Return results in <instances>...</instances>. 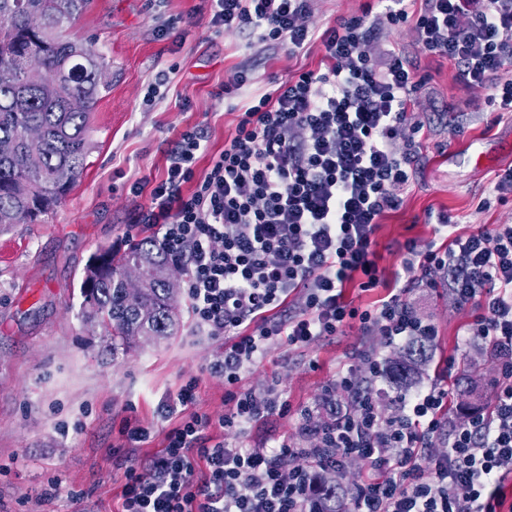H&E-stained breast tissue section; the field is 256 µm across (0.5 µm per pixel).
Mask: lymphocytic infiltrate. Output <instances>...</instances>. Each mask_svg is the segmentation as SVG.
Instances as JSON below:
<instances>
[{
  "instance_id": "obj_1",
  "label": "lymphocytic infiltrate",
  "mask_w": 512,
  "mask_h": 512,
  "mask_svg": "<svg viewBox=\"0 0 512 512\" xmlns=\"http://www.w3.org/2000/svg\"><path fill=\"white\" fill-rule=\"evenodd\" d=\"M313 0H211V25L297 54L320 44L319 66L245 99L235 131L196 162L204 132H178L163 176L136 225L187 270L195 325L224 339L209 365L224 379L219 419L196 410L199 381L180 385L163 446L125 468L121 512H323L319 480L336 476L350 512H506L512 482V224L469 234L439 214L425 247L406 241L402 287L374 305L345 298L381 274L373 249L396 210L422 148L416 66L404 50L381 62L385 30L411 25L427 53L448 59L459 80L494 112H512V0H377L376 8L317 30ZM191 192H184L186 183ZM449 279L457 304H473L465 333L497 355L488 414L449 422L447 361L436 382L408 395L369 390L386 351L436 333L407 299L409 288ZM359 323L379 349L337 372L325 411L294 409L272 387L243 379L269 346L304 349ZM298 414L294 435L244 447L214 429L245 431Z\"/></svg>"
}]
</instances>
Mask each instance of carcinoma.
I'll return each instance as SVG.
<instances>
[{"mask_svg":"<svg viewBox=\"0 0 512 512\" xmlns=\"http://www.w3.org/2000/svg\"><path fill=\"white\" fill-rule=\"evenodd\" d=\"M90 0H0V142L14 148L0 153V226L35 224L52 212L82 179L90 154L89 119L104 84L98 75L110 68L106 57L67 34L72 18ZM39 14L44 27L35 31L29 19ZM31 54L41 70L27 68ZM31 125L44 132L43 163L28 168L23 133ZM112 270L89 265L83 281V316L104 329L112 349L139 339L158 340L173 334L177 299L172 269L146 238L132 241L112 255ZM426 347L414 345L393 362L389 379L406 386L416 359Z\"/></svg>","mask_w":512,"mask_h":512,"instance_id":"cac0c4a2","label":"carcinoma"}]
</instances>
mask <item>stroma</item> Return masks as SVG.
<instances>
[{
  "label": "stroma",
  "mask_w": 512,
  "mask_h": 512,
  "mask_svg": "<svg viewBox=\"0 0 512 512\" xmlns=\"http://www.w3.org/2000/svg\"><path fill=\"white\" fill-rule=\"evenodd\" d=\"M209 0H91L68 28L93 42L112 61L108 87L90 118L93 148L83 178L56 210L37 224L0 227V512H71L65 497L47 498L51 479L84 492L88 512H118L124 467L113 448L129 446L143 462L163 445L161 408L189 378L199 380V411H225L224 379L209 362L224 340L197 329L179 314L174 336L113 350L101 326L84 321L82 275L100 249L123 244L135 215L148 203L131 194L133 184L152 187L163 174L175 131L200 126L207 157L223 149L237 123L235 106L248 94L320 63L314 45L296 55L287 49L247 46L242 34L210 24ZM385 45L408 52L419 82L412 122L422 125V155L402 204L375 235L377 263L385 281L401 267V245L425 246L435 237L428 214L448 213L462 230L512 222V196L492 192L496 176L512 166L502 156L512 141V112H493L468 90L447 59L425 52L411 26L386 34ZM252 81L228 96L240 68ZM169 81L152 106L143 97L158 74ZM408 300L438 334L414 388L428 386L448 358L460 384L448 415L465 406L488 413L495 391L496 361L486 344L465 337L473 306L453 301L448 282L414 288ZM372 337L358 325L309 348L272 345L246 376V385L275 386L293 406L318 403L328 379L351 364L355 349ZM319 360L321 371L308 368ZM152 425L148 441L126 444L124 417ZM68 425L61 434L60 425Z\"/></svg>",
  "instance_id": "obj_1"
}]
</instances>
